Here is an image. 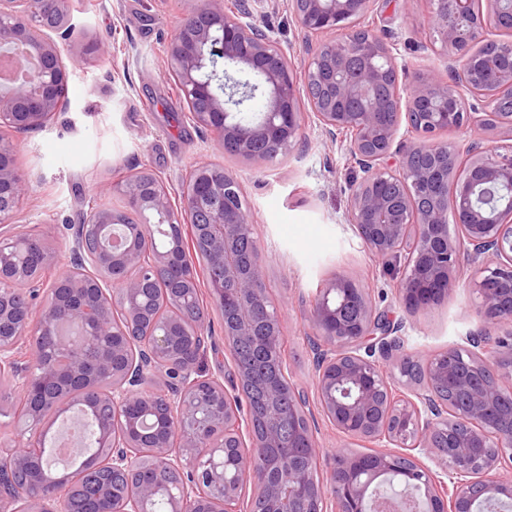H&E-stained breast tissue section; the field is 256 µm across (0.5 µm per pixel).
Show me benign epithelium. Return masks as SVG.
I'll list each match as a JSON object with an SVG mask.
<instances>
[{
	"label": "benign epithelium",
	"mask_w": 512,
	"mask_h": 512,
	"mask_svg": "<svg viewBox=\"0 0 512 512\" xmlns=\"http://www.w3.org/2000/svg\"><path fill=\"white\" fill-rule=\"evenodd\" d=\"M371 0H289L308 36L303 79L285 49L257 19L253 0H200L167 46L168 73L180 85L192 119L211 130L225 153L271 161L299 140L306 98L323 135L338 142L359 167L346 223L373 256L404 257L399 295L410 312L425 311L459 288L460 255L474 266L477 331L465 345L417 359L424 377L412 395H397L386 368L401 367L402 323L377 319L358 280L336 275L314 301L311 321L320 337L317 395L321 410L344 436L376 450L336 453L320 482L296 463V449L320 455L306 399L291 387L288 412L272 409L268 422L242 449V423L251 417L216 377L196 362L208 332L189 335L170 313L189 302L173 296L141 322L148 285L166 274L195 281L194 257L183 237L160 246L151 228L192 225L207 243L218 271L209 281L214 303L234 329L235 343L251 338L271 347L283 341L279 315L265 301L264 254L253 233L237 175L199 164L180 205L141 180L119 186L122 209L94 206L69 224V268L43 289L41 272L23 257L47 264L57 254L32 231L0 235V372H11L31 427L43 409L58 416L76 408L94 422L93 456L115 474L140 472L120 498L92 481L89 512H151L160 470L180 476L167 512H240L247 487L261 512L305 500L310 512H407L423 492L426 512H509L512 478V142L482 138L447 144L445 131L505 129L512 133V0H429L437 34L430 50L448 60V78L431 69L402 96L399 48L365 20ZM72 0H0V63L25 50L34 60L24 80L0 82V223H12L28 178L16 166L17 137L67 110L69 69L62 42L71 28ZM496 101L500 111L488 110ZM400 145L398 168L384 166ZM455 233H450L448 223ZM146 336V350L134 344ZM67 355L65 369L49 362L45 345ZM155 375L168 378L151 389ZM403 448L393 453L390 448ZM236 461V480L224 478V457ZM444 464L439 476L423 459ZM40 439L0 455V504L13 512H72L73 483L46 475Z\"/></svg>",
	"instance_id": "benign-epithelium-1"
}]
</instances>
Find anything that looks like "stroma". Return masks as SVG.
Listing matches in <instances>:
<instances>
[{"label":"stroma","mask_w":512,"mask_h":512,"mask_svg":"<svg viewBox=\"0 0 512 512\" xmlns=\"http://www.w3.org/2000/svg\"><path fill=\"white\" fill-rule=\"evenodd\" d=\"M197 5L198 0H75L76 31L62 48L64 57L78 59L68 82L70 109L20 139L16 165L31 185L17 212V229L43 233L56 247L60 272L69 265L65 225L81 223L93 200L123 206L112 190L122 178L151 170L176 200L191 169L218 165L243 184L254 236L265 254L268 291L281 315L291 379L309 399L317 397L310 309L334 275L356 278L376 312L404 321L407 352L425 356L460 345L478 326L472 268L461 262L453 295L408 314L397 291L401 267L369 254L344 222L359 171L344 148L327 143L314 121L305 124L304 146L271 162H250L225 154L213 134L192 120L178 82L167 73L166 48L182 16ZM368 20L385 41L397 42L402 83L413 84L423 69L445 72V58L425 49L435 37L428 0H373ZM262 21L302 61L306 36L284 0H267ZM97 43L108 46V55L94 51ZM209 312L213 344L201 370L227 381L232 357L219 309L211 306ZM311 426L322 449L318 480L326 479L336 450H363L321 412H314Z\"/></svg>","instance_id":"35a3bbf8"}]
</instances>
